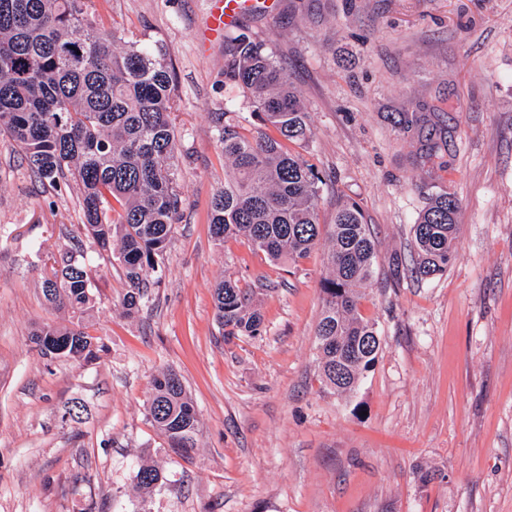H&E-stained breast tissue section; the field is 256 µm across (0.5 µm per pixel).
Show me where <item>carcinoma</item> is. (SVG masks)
I'll return each instance as SVG.
<instances>
[{"label": "carcinoma", "instance_id": "cac0c4a2", "mask_svg": "<svg viewBox=\"0 0 512 512\" xmlns=\"http://www.w3.org/2000/svg\"><path fill=\"white\" fill-rule=\"evenodd\" d=\"M225 78L252 99L273 138L226 122L216 126L230 168L224 190L212 201L211 231L218 240L243 237L274 261L296 262L322 239L318 221L321 178L301 154L312 135L310 115L283 67L265 44L244 33L224 37ZM174 77L160 52L140 41H122L100 26L94 0H0V131L19 147L28 166L55 185L70 176L82 190L85 228L102 246L115 244L129 288L123 305L139 308L144 274L167 247L181 208L172 113ZM444 142L433 131L424 157ZM119 220L109 219L112 202ZM458 201L431 197L413 225L414 273L420 279L447 271L454 256ZM329 277L322 284L317 326L323 385L338 394L356 391L375 364L380 338L359 312L361 288L372 278L376 243L359 205L336 209L330 230ZM43 281L45 299L57 308L89 315L86 267L62 259ZM217 320L227 339L259 336L263 316L247 288L232 279L214 292ZM32 340L46 356L99 358L103 346L86 326L44 324ZM171 448L195 447L198 417L173 371L156 376L147 408ZM162 478L156 464L142 465L136 489L148 494Z\"/></svg>", "mask_w": 512, "mask_h": 512}]
</instances>
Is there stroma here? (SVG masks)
I'll list each match as a JSON object with an SVG mask.
<instances>
[{"mask_svg": "<svg viewBox=\"0 0 512 512\" xmlns=\"http://www.w3.org/2000/svg\"><path fill=\"white\" fill-rule=\"evenodd\" d=\"M209 7L96 0L105 26L161 48L175 80L182 206L138 312L122 304L117 250L84 228L77 183H42L0 133V512H512V0H280L237 26L310 114L320 224L354 202L377 241L359 310L381 345L348 396L317 363L325 246L276 262L211 234L227 165L214 115L258 122L223 43H203ZM428 106L448 133L429 161L400 122ZM441 193L459 202L455 256L420 280L412 226ZM66 255L90 272L94 361L31 341L73 319L42 293ZM227 277L254 289L262 335L225 339L213 291ZM166 370L198 413L183 454L147 415ZM152 461L163 478L144 497L135 476Z\"/></svg>", "mask_w": 512, "mask_h": 512, "instance_id": "obj_1", "label": "stroma"}]
</instances>
